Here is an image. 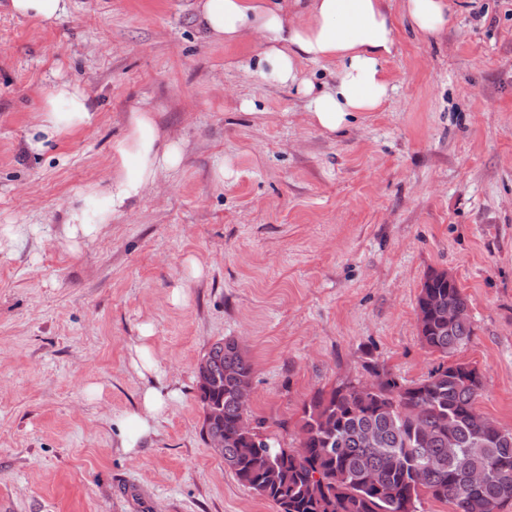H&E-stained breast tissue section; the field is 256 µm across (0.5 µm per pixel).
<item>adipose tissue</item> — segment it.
I'll use <instances>...</instances> for the list:
<instances>
[{
	"label": "adipose tissue",
	"instance_id": "obj_1",
	"mask_svg": "<svg viewBox=\"0 0 512 512\" xmlns=\"http://www.w3.org/2000/svg\"><path fill=\"white\" fill-rule=\"evenodd\" d=\"M195 8L208 39H258L255 75L293 89L308 124L324 133L340 132L390 94L385 64L396 39L389 0H197ZM400 9L409 28L426 39L440 36L454 20L448 0H401ZM306 62L334 65L333 83H315L302 70ZM93 118L78 84H56L29 144L41 149L45 140L89 126ZM182 154L180 142L162 138L152 112H131L125 135L112 144V180L90 193L89 204L71 209L68 238L93 237L101 225L131 212L164 172L180 165ZM167 400L163 387L142 390L137 409L119 420L125 452L136 453L152 434Z\"/></svg>",
	"mask_w": 512,
	"mask_h": 512
}]
</instances>
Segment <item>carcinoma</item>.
I'll return each instance as SVG.
<instances>
[{"label": "carcinoma", "instance_id": "cac0c4a2", "mask_svg": "<svg viewBox=\"0 0 512 512\" xmlns=\"http://www.w3.org/2000/svg\"><path fill=\"white\" fill-rule=\"evenodd\" d=\"M450 307L467 309L469 300L457 282L430 272L417 298L418 330L444 358L474 335L472 322L441 318ZM204 358L196 371L203 436L224 441V464L278 512H420L426 497L452 512H502L512 504V429L477 412L484 378L469 363H442L405 384L370 361L371 387L343 382L303 403L306 441L287 449L238 430L247 415L238 389L253 375L239 343L221 339ZM474 471L484 481L471 487Z\"/></svg>", "mask_w": 512, "mask_h": 512}]
</instances>
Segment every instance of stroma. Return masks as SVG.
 Segmentation results:
<instances>
[{
    "instance_id": "stroma-1",
    "label": "stroma",
    "mask_w": 512,
    "mask_h": 512,
    "mask_svg": "<svg viewBox=\"0 0 512 512\" xmlns=\"http://www.w3.org/2000/svg\"><path fill=\"white\" fill-rule=\"evenodd\" d=\"M193 3L72 0L46 26L0 0V512H277L205 442L198 361L238 340L251 420L296 447L303 402L365 362L409 383L439 364L417 324L434 270L469 299L455 358L484 376L476 409L512 428V0H448L431 41L394 17L393 91L333 135L253 73L257 40L204 38ZM61 81L95 119L33 153ZM138 109L183 161L72 245L70 208L105 187ZM156 380L171 398L132 457L118 420Z\"/></svg>"
}]
</instances>
